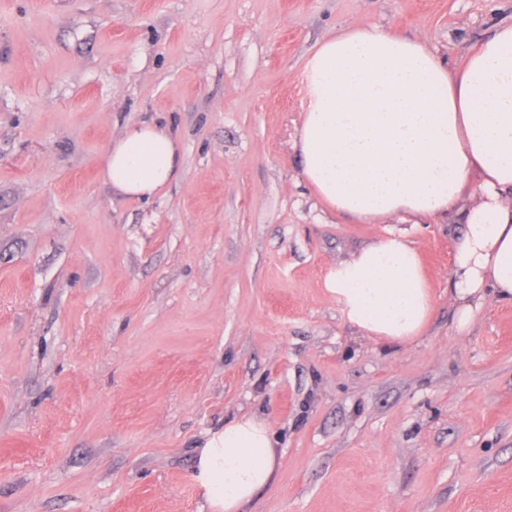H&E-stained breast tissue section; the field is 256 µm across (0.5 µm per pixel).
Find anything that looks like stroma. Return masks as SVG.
Listing matches in <instances>:
<instances>
[{
  "instance_id": "1",
  "label": "stroma",
  "mask_w": 512,
  "mask_h": 512,
  "mask_svg": "<svg viewBox=\"0 0 512 512\" xmlns=\"http://www.w3.org/2000/svg\"><path fill=\"white\" fill-rule=\"evenodd\" d=\"M512 0H0V512H213L199 448L262 419L245 512H512V301L457 331L461 227L358 220L305 182L304 69L356 26L452 67ZM178 176L113 192L127 126ZM434 297L406 344L359 336L328 271L388 229ZM181 150L171 130L152 123L135 124L112 141L104 176L112 190L133 197H151L178 174Z\"/></svg>"
}]
</instances>
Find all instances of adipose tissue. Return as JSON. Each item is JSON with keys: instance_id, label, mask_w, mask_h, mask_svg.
Instances as JSON below:
<instances>
[{"instance_id": "1", "label": "adipose tissue", "mask_w": 512, "mask_h": 512, "mask_svg": "<svg viewBox=\"0 0 512 512\" xmlns=\"http://www.w3.org/2000/svg\"><path fill=\"white\" fill-rule=\"evenodd\" d=\"M295 147L304 180L334 211L359 218L447 216L462 225L451 294L458 331L490 299L512 301V22L499 23L460 68L413 39L350 27L318 44L305 73ZM171 130L141 123L110 145L113 191L153 196L178 174ZM481 195L469 204L467 187ZM328 292L360 333L404 344L434 311L420 256L388 232L331 269ZM276 452L266 425L243 415L200 451L196 481L223 512L270 486Z\"/></svg>"}]
</instances>
